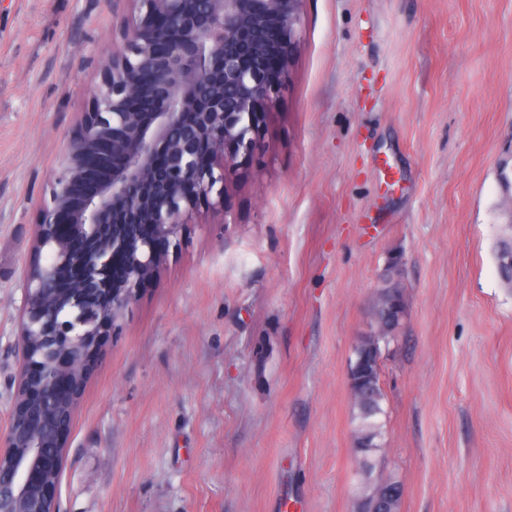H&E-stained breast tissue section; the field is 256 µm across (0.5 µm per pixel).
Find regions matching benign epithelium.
<instances>
[{"mask_svg":"<svg viewBox=\"0 0 512 512\" xmlns=\"http://www.w3.org/2000/svg\"><path fill=\"white\" fill-rule=\"evenodd\" d=\"M301 0H112L114 49L77 117L33 224L20 282L12 414L0 433V512H61L77 393L198 206L224 208L227 176L256 145L280 90ZM122 164L83 189L92 159ZM358 394L385 352L357 346Z\"/></svg>","mask_w":512,"mask_h":512,"instance_id":"benign-epithelium-1","label":"benign epithelium"}]
</instances>
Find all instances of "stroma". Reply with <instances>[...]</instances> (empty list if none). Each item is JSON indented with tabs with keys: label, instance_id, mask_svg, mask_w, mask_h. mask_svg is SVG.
Segmentation results:
<instances>
[{
	"label": "stroma",
	"instance_id": "obj_1",
	"mask_svg": "<svg viewBox=\"0 0 512 512\" xmlns=\"http://www.w3.org/2000/svg\"><path fill=\"white\" fill-rule=\"evenodd\" d=\"M224 211L200 207L80 390L63 512H353L347 369L380 366L400 512H512V0H301ZM112 0H0V432L20 278ZM355 347H357L358 349V358L355 365L348 370V376L350 378L349 385L352 399L356 397L360 386L366 381L369 373L371 372L370 367L373 369L380 368L383 357L385 356L386 352H389V350L387 349H384V351H382L380 347L376 344H356ZM353 374L356 376L363 374L364 376L358 379H354Z\"/></svg>",
	"mask_w": 512,
	"mask_h": 512
}]
</instances>
